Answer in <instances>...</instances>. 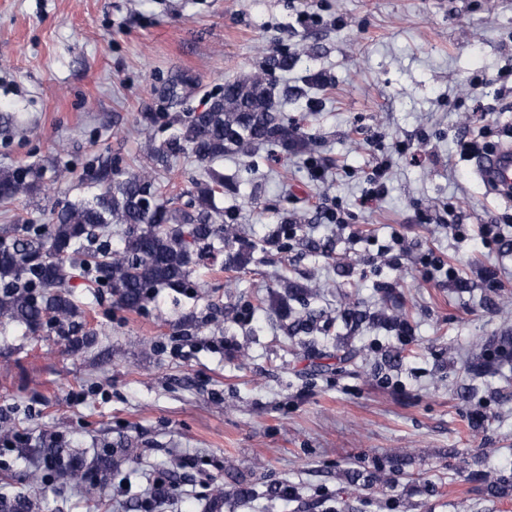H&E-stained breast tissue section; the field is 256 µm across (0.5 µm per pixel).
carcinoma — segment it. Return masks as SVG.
Listing matches in <instances>:
<instances>
[{"instance_id": "cac0c4a2", "label": "carcinoma", "mask_w": 512, "mask_h": 512, "mask_svg": "<svg viewBox=\"0 0 512 512\" xmlns=\"http://www.w3.org/2000/svg\"><path fill=\"white\" fill-rule=\"evenodd\" d=\"M306 53L300 48L265 60L258 70L224 84L221 95L209 106L178 122L173 136L160 145L148 144L150 164L136 172L121 170L109 159H99L87 176L97 193L91 198L51 210L48 224L20 230L0 229V319L24 325L35 332L49 324L75 327L77 306L68 293L74 267H80L92 284L110 289L120 306L142 309L158 288L177 291L190 286L194 262L190 243L211 245L230 242L237 232L215 210L217 188L224 177L212 172V180L195 186L192 210L173 208L158 199L154 189L155 165L180 153L212 166L228 154L249 155L263 144H300L304 131L288 125L279 115L280 99L288 88L276 92L267 73L294 69ZM41 173L32 166L0 169V203L30 197L40 190ZM114 224L125 225L124 246L114 251L108 242L92 251L84 239L104 233ZM27 489L24 495H0V512H34L47 498L49 481L79 487L96 497L89 473L98 463L61 448L30 449Z\"/></svg>"}]
</instances>
